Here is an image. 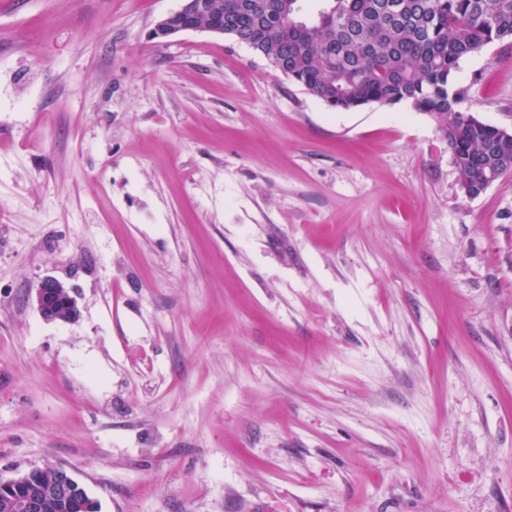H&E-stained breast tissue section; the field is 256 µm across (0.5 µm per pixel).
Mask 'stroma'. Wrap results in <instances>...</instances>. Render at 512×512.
Here are the masks:
<instances>
[{"mask_svg":"<svg viewBox=\"0 0 512 512\" xmlns=\"http://www.w3.org/2000/svg\"><path fill=\"white\" fill-rule=\"evenodd\" d=\"M181 0H0V478L100 512H512V173L339 111ZM461 110L512 129V48ZM218 174L194 193L193 176ZM53 275L80 316L45 322ZM36 472H46L50 474L51 494L54 498L65 503L75 498H82L94 504V510H97V502L89 496L86 488L76 480L65 467L51 464L32 467L6 481L0 479V498L1 495H3L4 500L9 504L12 510L16 512H42V509L45 507L44 512L84 511L77 501L71 505H67V507L58 505L49 494L50 480L49 476L45 474H43V478L39 482L42 494L39 489L31 488L25 496H13V493L17 491L18 488L29 485L33 474ZM11 509L6 507L2 499L0 500V512H12Z\"/></svg>","mask_w":512,"mask_h":512,"instance_id":"35a3bbf8","label":"stroma"}]
</instances>
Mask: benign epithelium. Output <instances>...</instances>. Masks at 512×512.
Wrapping results in <instances>:
<instances>
[{"label": "benign epithelium", "instance_id": "1", "mask_svg": "<svg viewBox=\"0 0 512 512\" xmlns=\"http://www.w3.org/2000/svg\"><path fill=\"white\" fill-rule=\"evenodd\" d=\"M178 15L190 17H204L201 23H191L182 26H169V19ZM206 32L224 34V20L211 18L203 0H183L180 9L163 16L157 21L152 36L155 39L175 37L183 32ZM29 300L40 316L47 322L67 324L79 317V309L73 289L59 279L52 276L43 277L36 288L33 289ZM36 472L50 474L51 494L54 498L65 503L75 498L91 500L86 488L76 480L63 466L45 464L32 467L9 480L0 479V496L9 504L14 512H42L45 502L39 489L32 488L22 497H15L13 493L22 486L29 485Z\"/></svg>", "mask_w": 512, "mask_h": 512}]
</instances>
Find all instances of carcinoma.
I'll use <instances>...</instances> for the list:
<instances>
[{
	"mask_svg": "<svg viewBox=\"0 0 512 512\" xmlns=\"http://www.w3.org/2000/svg\"><path fill=\"white\" fill-rule=\"evenodd\" d=\"M300 0H210L224 35L263 56L331 109L400 103L429 115L448 140L459 179L470 189L512 166V134L464 116L453 88L462 59L494 42L512 45V0H324L298 18ZM39 482L44 512L60 506Z\"/></svg>",
	"mask_w": 512,
	"mask_h": 512,
	"instance_id": "cac0c4a2",
	"label": "carcinoma"
}]
</instances>
